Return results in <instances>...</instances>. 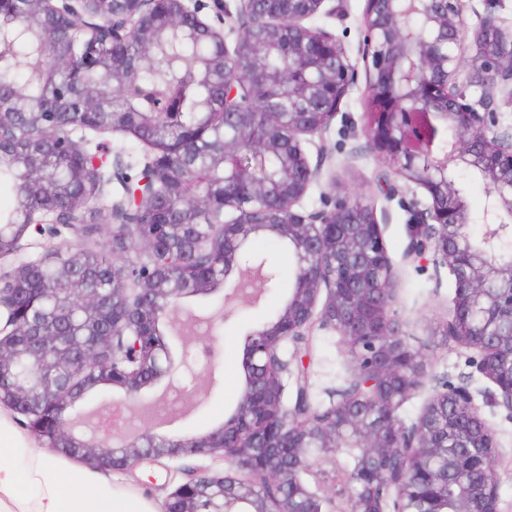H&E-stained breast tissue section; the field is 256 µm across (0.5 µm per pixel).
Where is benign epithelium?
I'll return each mask as SVG.
<instances>
[{"label":"benign epithelium","mask_w":512,"mask_h":512,"mask_svg":"<svg viewBox=\"0 0 512 512\" xmlns=\"http://www.w3.org/2000/svg\"><path fill=\"white\" fill-rule=\"evenodd\" d=\"M31 0L25 21L37 24L51 48L50 70L74 67L82 75L101 70L105 82L78 93L54 81L39 99L0 102V164L8 163L40 183L49 196L83 186L85 198L103 199L107 186L126 173L121 158L105 174L103 161L66 130L46 148L70 161L61 181L35 168L13 115H28L40 128L55 126L58 112L82 115L76 128L101 132L97 113L135 85L116 49L137 41L152 61L157 35L177 27L210 44L208 81L221 89V123L208 119L146 142L153 156L136 190L139 212L123 199L104 207L112 231L146 246L149 261L122 262L109 271L77 260L80 238L93 227L73 221L74 239L58 244L67 288L45 285L42 266L22 275H0V404L27 419V429L47 448L73 459L88 458L107 471H131L144 463L188 456H219L222 473L196 471L164 503V512H322L325 499L343 502L341 512H501L496 477L499 453L494 429L483 418L466 384L439 380L412 423L398 409L422 384L423 365L394 314L395 265L381 225L386 209L333 196L307 210L302 201L321 181L329 158L320 144L311 162L305 138L324 140L343 100L357 85L358 67L332 31L308 21L338 16L344 0ZM463 0H365L363 62L369 150L386 168L387 201L412 191L407 263L432 255L455 280L454 312L442 327L448 340L479 352L478 372L496 387L497 405L512 413V125L498 108L512 105V26L495 14L498 0H482L470 52L456 51ZM232 20L228 45L224 23ZM80 27L90 39L64 55L54 46ZM110 50L108 58L98 46ZM288 53L296 64L275 76L267 61ZM263 114L267 133L256 143L248 130ZM222 149L199 171L179 162L189 148ZM280 157L273 179L256 164L217 176L242 155ZM461 170L484 186L478 216L469 211ZM425 190L420 199L413 188ZM202 206L209 231L189 223ZM52 203L31 212L24 224L0 225V259L25 250L29 230L55 223ZM482 227L479 240L471 224ZM272 236L296 257L288 298L272 318L247 337L243 395L224 425L202 436L159 435L144 425L131 436L113 417L135 404L142 391L167 380V393L186 400L163 327L179 318L180 302L208 294L236 273L229 296L260 294L277 278L267 261L251 257V241ZM187 277L194 288L176 287ZM316 326L343 337L355 361L348 386L325 407L301 413L284 400L279 378L288 370L283 342H299ZM100 386L123 391L115 416L80 430L76 407Z\"/></svg>","instance_id":"1"}]
</instances>
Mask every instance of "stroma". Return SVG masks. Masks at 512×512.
Wrapping results in <instances>:
<instances>
[{"label":"stroma","instance_id":"stroma-1","mask_svg":"<svg viewBox=\"0 0 512 512\" xmlns=\"http://www.w3.org/2000/svg\"><path fill=\"white\" fill-rule=\"evenodd\" d=\"M364 6V0H346L347 15L344 19L320 15L314 18L313 23L335 32L350 57L354 58L358 55L362 38ZM364 102V87L356 85L341 106L343 118H349L350 127H355L356 132L348 134V127H343L341 120L333 122L325 136L331 159L325 165L321 182L309 189L303 201L305 209L321 207L327 193H345L363 202L375 199L376 181L382 166L366 149V139L362 134L367 122ZM86 139L88 151L99 148L111 154L121 153L125 163L136 171L142 168L151 152L150 147L126 133L90 131ZM389 212V221L382 230L386 249L396 263L397 291L393 308L404 321L407 339L419 351L426 368L421 386L408 397L398 415L407 423L418 418L431 393L434 378L441 377L452 384H470L481 414L493 427L499 444L497 478L500 507L502 512H512V413L504 407L487 403L486 397L494 392L495 387L475 368L478 352L449 342L442 334V326L453 308L452 273L448 268L438 269L430 263L419 267L402 263L401 257L408 243V214L395 201L390 203ZM251 247L267 257L281 272L283 281L268 286L259 305L239 307L229 320L217 324L214 331L218 338L215 381L209 387L203 381H196L200 405L193 412L163 426V434L191 438L212 431L222 425L242 394L247 334L284 303L288 296L287 282L294 269L293 254L283 248L280 241L260 236L252 241ZM303 345L308 350L304 363L308 367L310 394L317 405H327L329 391L345 388L352 378L355 369L353 358L341 335L331 329L314 328ZM188 468L219 473L224 469V461L211 456L189 457L166 461L161 467L141 466L132 474L110 471L106 477L114 488L136 491L160 510L168 491L184 482V471Z\"/></svg>","mask_w":512,"mask_h":512}]
</instances>
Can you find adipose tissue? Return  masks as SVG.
I'll return each mask as SVG.
<instances>
[{"label":"adipose tissue","mask_w":512,"mask_h":512,"mask_svg":"<svg viewBox=\"0 0 512 512\" xmlns=\"http://www.w3.org/2000/svg\"><path fill=\"white\" fill-rule=\"evenodd\" d=\"M0 512H153L132 490L110 488L29 446L0 414Z\"/></svg>","instance_id":"adipose-tissue-1"}]
</instances>
